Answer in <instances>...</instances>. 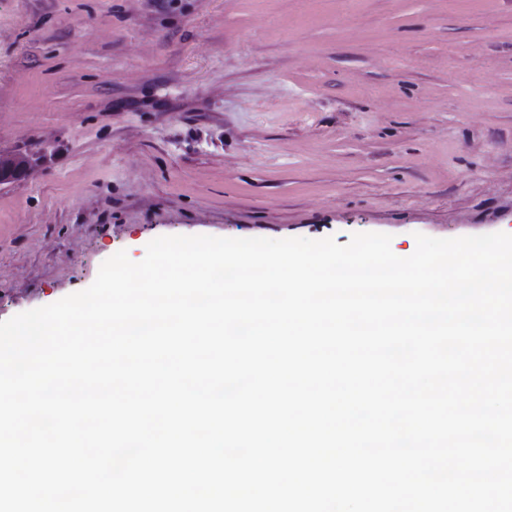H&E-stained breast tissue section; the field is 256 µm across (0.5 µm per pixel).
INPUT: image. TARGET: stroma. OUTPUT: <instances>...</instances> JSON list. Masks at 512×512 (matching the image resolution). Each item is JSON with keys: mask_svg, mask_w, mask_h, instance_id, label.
Instances as JSON below:
<instances>
[{"mask_svg": "<svg viewBox=\"0 0 512 512\" xmlns=\"http://www.w3.org/2000/svg\"><path fill=\"white\" fill-rule=\"evenodd\" d=\"M0 321L169 235L512 234V0H0ZM43 157L44 154H0V184L25 178Z\"/></svg>", "mask_w": 512, "mask_h": 512, "instance_id": "35a3bbf8", "label": "stroma"}]
</instances>
